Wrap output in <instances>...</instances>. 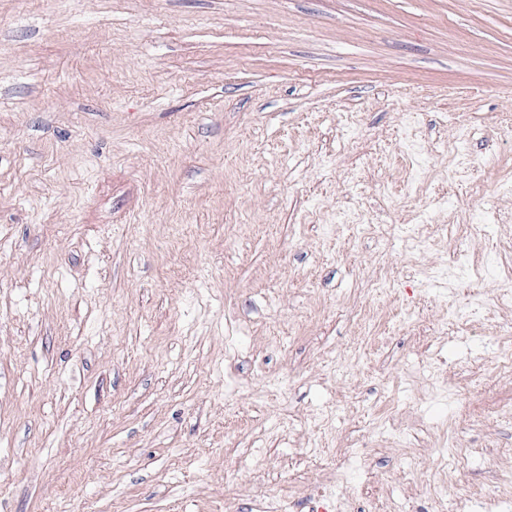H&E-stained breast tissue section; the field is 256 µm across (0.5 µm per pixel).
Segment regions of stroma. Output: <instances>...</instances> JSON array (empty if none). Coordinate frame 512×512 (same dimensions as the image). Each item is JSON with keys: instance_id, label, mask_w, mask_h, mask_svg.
Instances as JSON below:
<instances>
[{"instance_id": "35a3bbf8", "label": "stroma", "mask_w": 512, "mask_h": 512, "mask_svg": "<svg viewBox=\"0 0 512 512\" xmlns=\"http://www.w3.org/2000/svg\"><path fill=\"white\" fill-rule=\"evenodd\" d=\"M511 262L512 0H0V512H512Z\"/></svg>"}]
</instances>
